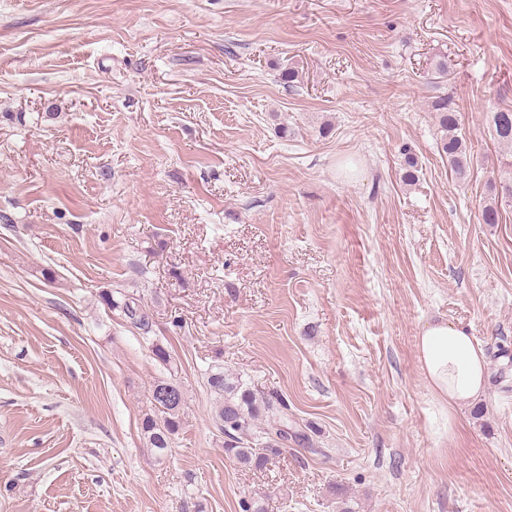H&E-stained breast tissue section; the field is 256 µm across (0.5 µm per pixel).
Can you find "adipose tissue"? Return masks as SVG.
<instances>
[{
    "mask_svg": "<svg viewBox=\"0 0 512 512\" xmlns=\"http://www.w3.org/2000/svg\"><path fill=\"white\" fill-rule=\"evenodd\" d=\"M418 359L433 392L449 407L470 404L483 395L485 353L463 326L443 319L427 323L419 337Z\"/></svg>",
    "mask_w": 512,
    "mask_h": 512,
    "instance_id": "obj_1",
    "label": "adipose tissue"
}]
</instances>
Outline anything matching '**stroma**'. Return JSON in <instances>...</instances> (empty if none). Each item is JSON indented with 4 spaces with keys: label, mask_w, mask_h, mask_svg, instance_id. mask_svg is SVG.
I'll return each mask as SVG.
<instances>
[{
    "label": "stroma",
    "mask_w": 512,
    "mask_h": 512,
    "mask_svg": "<svg viewBox=\"0 0 512 512\" xmlns=\"http://www.w3.org/2000/svg\"><path fill=\"white\" fill-rule=\"evenodd\" d=\"M507 108L512 0H0V512H512V207L480 220ZM435 318L486 351L473 405L425 379ZM219 366L310 445L229 458ZM433 111L437 112V121L442 132L440 149L448 159V166L459 177L464 178L469 169L467 146L460 134V118L458 111L452 106L448 97H439L433 103ZM492 129L498 144L512 149V109L492 113ZM115 293L117 295L113 292L104 293L105 300L112 310L121 312L134 324L144 328L148 327V315L139 308V305L127 298L122 292L116 291ZM181 389L180 403L171 405L166 401H176L177 388ZM158 395L166 401L159 399L156 395L157 391L164 389ZM150 402L152 404V413H146L142 420V432L148 440L150 448H153L158 458L167 455L168 450L172 447L174 437L178 435L181 427L180 413L185 403V393L178 382L173 379H158L150 389Z\"/></svg>",
    "instance_id": "obj_1"
}]
</instances>
